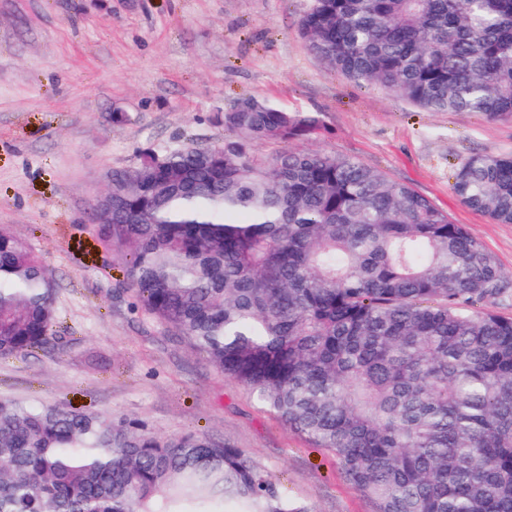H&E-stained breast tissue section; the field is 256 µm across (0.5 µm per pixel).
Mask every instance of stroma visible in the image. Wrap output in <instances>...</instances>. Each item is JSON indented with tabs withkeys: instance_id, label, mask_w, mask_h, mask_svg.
Masks as SVG:
<instances>
[{
	"instance_id": "stroma-1",
	"label": "stroma",
	"mask_w": 512,
	"mask_h": 512,
	"mask_svg": "<svg viewBox=\"0 0 512 512\" xmlns=\"http://www.w3.org/2000/svg\"><path fill=\"white\" fill-rule=\"evenodd\" d=\"M309 0H0V226L55 283L52 340L0 357V397L135 417L246 449L314 512H372L331 453L261 408L192 342L148 315L90 208L144 149L224 141L225 102L318 112L311 148L353 156L467 225L512 277V224L454 195L475 153L512 154V119L428 112L328 69L298 19ZM126 119L113 123V112Z\"/></svg>"
}]
</instances>
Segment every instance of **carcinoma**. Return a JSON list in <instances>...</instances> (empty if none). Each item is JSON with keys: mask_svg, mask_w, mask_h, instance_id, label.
Masks as SVG:
<instances>
[{"mask_svg": "<svg viewBox=\"0 0 512 512\" xmlns=\"http://www.w3.org/2000/svg\"><path fill=\"white\" fill-rule=\"evenodd\" d=\"M308 49L435 112L512 118V0H310ZM224 144L112 172L96 232L145 311L312 445L374 512H512V295L495 256L409 185L290 145L318 112L224 104ZM283 149L261 156L255 144ZM512 224V155L453 173ZM55 290L0 228V356L48 343ZM313 512L244 449L138 418L0 399V512Z\"/></svg>", "mask_w": 512, "mask_h": 512, "instance_id": "carcinoma-1", "label": "carcinoma"}]
</instances>
